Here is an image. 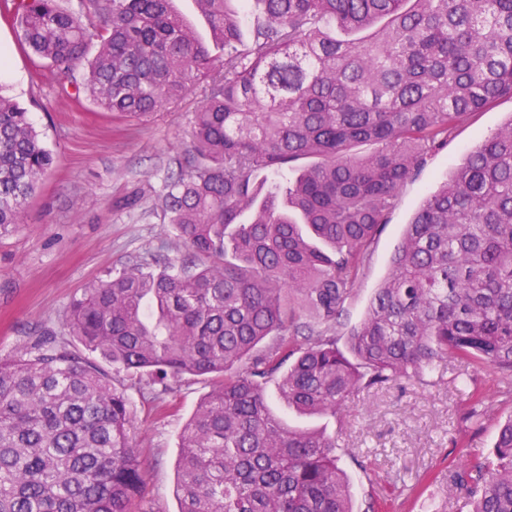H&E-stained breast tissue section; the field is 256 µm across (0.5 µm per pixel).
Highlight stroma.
<instances>
[{"label":"stroma","instance_id":"stroma-1","mask_svg":"<svg viewBox=\"0 0 512 512\" xmlns=\"http://www.w3.org/2000/svg\"><path fill=\"white\" fill-rule=\"evenodd\" d=\"M21 39L20 27L0 17V54L9 62L0 71V91L26 109L55 165L29 199L22 224L0 236V358L14 355L43 328L69 339L64 316L73 297L109 269L187 256L164 220L161 194L201 99L194 91L147 120H125L99 111L90 98L70 99L56 83L52 64L24 49ZM511 121L508 97L473 114L400 190L347 303L349 324L364 318L426 195L469 150ZM216 383L210 376L184 375L168 379L169 393L158 396L147 380L118 374L117 385L134 414L133 443L144 462L141 512H178L180 432ZM475 389L487 408L478 427L464 419ZM267 398L287 425L340 436L350 450L341 465L351 481L356 512H363L371 488L384 486L398 470L409 489L386 490L385 512H426L432 501L440 512H456L466 497L465 487L453 482L459 460L472 451L491 454L500 422L512 416V400L498 393L494 372L458 362L431 385L406 383L359 393L339 419L297 414L272 385Z\"/></svg>","mask_w":512,"mask_h":512}]
</instances>
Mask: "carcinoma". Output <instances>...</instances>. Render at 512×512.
<instances>
[{"label": "carcinoma", "mask_w": 512, "mask_h": 512, "mask_svg": "<svg viewBox=\"0 0 512 512\" xmlns=\"http://www.w3.org/2000/svg\"><path fill=\"white\" fill-rule=\"evenodd\" d=\"M172 2L0 0L62 90L104 112L143 118L203 93L162 195L194 260L108 270L71 301L73 340L45 330L0 358V512H135L128 400L89 353L162 385L220 377L180 433L179 512H355L348 449L284 423L266 387L336 418L456 361L512 397V120L426 197L364 319L345 321L402 187L468 116L512 97V0H198L210 45ZM53 164L0 93V234ZM484 415L471 397L465 420ZM456 481L469 512H512V418Z\"/></svg>", "instance_id": "cac0c4a2"}]
</instances>
